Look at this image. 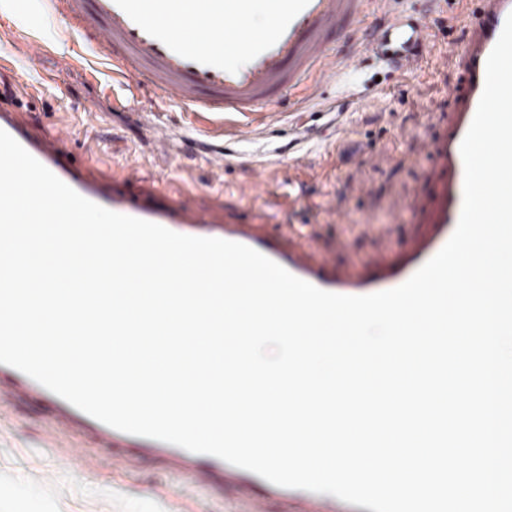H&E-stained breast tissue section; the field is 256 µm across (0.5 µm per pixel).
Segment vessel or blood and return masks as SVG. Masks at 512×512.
I'll use <instances>...</instances> for the list:
<instances>
[{"instance_id": "1", "label": "vessel or blood", "mask_w": 512, "mask_h": 512, "mask_svg": "<svg viewBox=\"0 0 512 512\" xmlns=\"http://www.w3.org/2000/svg\"><path fill=\"white\" fill-rule=\"evenodd\" d=\"M54 12L64 16L70 30L103 56L111 58L118 72L141 67L148 71L156 90L169 93L196 112H253L273 102L283 90L299 86L304 74L327 64L328 40L340 21L361 23L366 0H50ZM475 19L468 27L459 66L462 80L456 89L448 127L432 149L433 201L427 223L437 225L436 235L416 256L419 269L449 240L463 203L464 166L461 142L476 113L484 88L486 60L512 14V0H478ZM264 7L266 25L252 20L255 4ZM181 25H171V17ZM206 18L216 30L199 36L195 24ZM381 45L394 69L406 73L418 62V39L403 20H395ZM303 86V85H300ZM314 92V85L303 86ZM0 129L16 139L35 159L86 199L111 211L160 224L176 233L212 237L245 244L283 266L296 277L318 288L342 295H366L395 288L405 272L387 271L376 282H366L327 268L308 253L299 237L270 232L266 224L249 223L215 210L196 208L177 199L160 205L159 191L139 168H124L120 175L95 173L68 162L73 139L69 125L33 131L15 104H0ZM0 399L46 395L40 383L4 364ZM62 415L91 430L113 455L122 449L152 452L168 467L194 475L218 473L220 484L236 497L241 512H271L280 501V512H343L342 502L325 494L308 493L291 499L262 477L217 457L186 451L155 439L118 431L59 401Z\"/></svg>"}]
</instances>
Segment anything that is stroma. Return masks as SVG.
<instances>
[{
  "mask_svg": "<svg viewBox=\"0 0 512 512\" xmlns=\"http://www.w3.org/2000/svg\"><path fill=\"white\" fill-rule=\"evenodd\" d=\"M399 14L422 33L419 64L404 74L369 46L370 31ZM472 19L462 0H369L363 22L330 39L341 71L315 96L286 90L250 116H218L162 95L145 71L113 73L45 0H0V94L38 128L72 125L78 161L108 174L137 166L189 205L294 230L318 259L372 277L381 261L402 266L427 231L415 212L432 173L425 146L448 125ZM30 39L44 44L33 65ZM158 125L185 133L175 155L155 138ZM210 145L223 146V166L209 163ZM0 512L235 509L214 479L188 480L151 456L127 463L57 424L50 402L16 400L0 405Z\"/></svg>",
  "mask_w": 512,
  "mask_h": 512,
  "instance_id": "obj_1",
  "label": "stroma"
}]
</instances>
